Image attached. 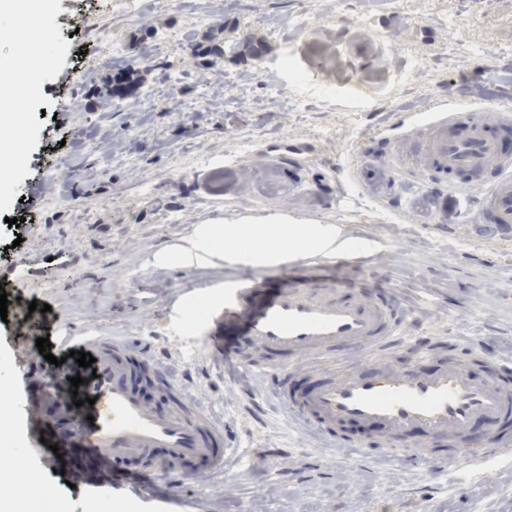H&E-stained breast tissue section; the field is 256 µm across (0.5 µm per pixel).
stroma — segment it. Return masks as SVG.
Listing matches in <instances>:
<instances>
[{
    "mask_svg": "<svg viewBox=\"0 0 512 512\" xmlns=\"http://www.w3.org/2000/svg\"><path fill=\"white\" fill-rule=\"evenodd\" d=\"M48 0L57 36L50 64L30 95L11 105L26 125L19 159L0 179V411L16 418L9 390L24 363L33 391L50 382L53 356L67 353L58 330L96 331L141 345L161 361L163 383L145 398L166 412L186 397L237 431L225 475L181 472L142 491L170 493L186 512H512V463L449 458L436 468L390 450L384 431L354 428L344 447L291 416L245 364L210 345L209 317L225 281L274 280L275 264L224 260L187 264L175 248L224 224H303L355 243L357 263L307 272L319 288L365 282L400 297L416 345L396 346L379 363L434 369L463 361L489 374L512 358V240L471 222L484 183L448 192L426 125L456 107L499 137L512 134L495 107L512 99V0H212L210 19L164 0ZM112 15L115 58L89 35ZM303 16L306 26L292 22ZM279 35H272L271 24ZM141 84L103 110L98 95L121 71ZM495 84H487V71ZM400 82H392V75ZM220 86L231 106L209 104L202 84ZM112 141L102 168L84 140ZM223 165L224 195L201 186ZM23 218L14 244L10 218ZM44 275L8 276L21 261ZM201 315L188 317L190 297ZM49 312H32L31 303ZM370 369L355 345L331 359L302 362V392L333 367ZM29 476L64 512H138L116 494L93 500L68 447L64 473L34 465L15 440Z\"/></svg>",
    "mask_w": 512,
    "mask_h": 512,
    "instance_id": "obj_1",
    "label": "stroma"
}]
</instances>
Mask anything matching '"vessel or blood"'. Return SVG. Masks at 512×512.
<instances>
[{
  "label": "vessel or blood",
  "mask_w": 512,
  "mask_h": 512,
  "mask_svg": "<svg viewBox=\"0 0 512 512\" xmlns=\"http://www.w3.org/2000/svg\"><path fill=\"white\" fill-rule=\"evenodd\" d=\"M456 121L451 112L436 122L438 131L430 137L435 165L448 174L475 177L497 164L500 173L479 198L472 221L494 235L510 237L512 160L503 157L498 139L483 124L472 123L467 134L459 135L453 130ZM267 287L264 280L225 283L224 304L212 316L213 348L223 351L225 332L242 329L244 344L265 355L257 370L271 377L276 394L298 416L331 436L348 425L377 424L398 448L406 446L404 433L425 432L426 442L410 449L413 458L428 463L448 455L466 460L512 458V386L502 380L512 372V359L498 362L495 377L478 375L458 362L434 372L385 366L366 376L347 370L298 394L279 355L324 357L351 342L374 354L407 341L408 322L392 297L378 295L364 283L353 285L346 295L299 281L273 293ZM79 342L95 359V376L80 386L82 396L94 399V407L74 410L68 427L53 437L24 407L16 429L29 447L64 446L80 438L87 467L98 473L130 459L143 461L145 475L152 477L188 467L223 470L232 452L228 428L183 402L159 412L137 388L135 374H157L151 358L130 357L124 344L108 336H83ZM475 419L498 427L487 444L474 446L465 439Z\"/></svg>",
  "instance_id": "vessel-or-blood-1"
}]
</instances>
